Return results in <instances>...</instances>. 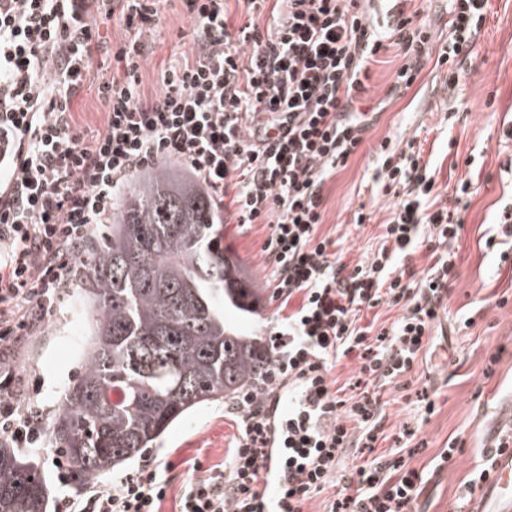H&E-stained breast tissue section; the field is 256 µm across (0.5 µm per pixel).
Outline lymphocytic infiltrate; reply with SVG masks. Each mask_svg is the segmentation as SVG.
I'll list each match as a JSON object with an SVG mask.
<instances>
[{"mask_svg": "<svg viewBox=\"0 0 512 512\" xmlns=\"http://www.w3.org/2000/svg\"><path fill=\"white\" fill-rule=\"evenodd\" d=\"M200 53L171 67L162 91L140 93L145 60L138 39L160 23L161 0H0V350L41 328L64 300L71 272L93 228L110 223L129 180L171 161L211 194L236 224H263L273 299L287 307L268 334L272 360L261 391L229 406L240 437L221 470L189 479L178 512H305L316 492L335 485L356 422L375 442L380 403L375 387L407 372L428 344L456 277L452 250L463 228L447 207L430 208L435 176L421 155L397 160L381 143L379 174L396 200L382 243L367 260L343 263L320 232L323 187L363 140L367 63L383 43L371 28L367 0H183ZM452 35L433 46L425 23L395 16L389 36L404 56L393 91L409 88L427 63L454 82L472 57L487 0H450ZM115 18L130 36L114 52L119 72L93 71L97 20ZM266 26H259L260 17ZM105 109L102 130L87 133L74 102L86 82ZM426 245L433 263L416 272L409 258ZM399 309L370 334L361 310ZM356 355L364 389L337 399L328 373ZM13 364L0 361V440L43 450V388L18 390ZM288 457L281 488L260 479L278 419ZM353 493L328 512H411L422 477L402 456L381 455L357 471ZM170 489L154 451L133 470L68 497L69 512H160Z\"/></svg>", "mask_w": 512, "mask_h": 512, "instance_id": "obj_1", "label": "lymphocytic infiltrate"}]
</instances>
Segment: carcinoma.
<instances>
[{
  "label": "carcinoma",
  "mask_w": 512,
  "mask_h": 512,
  "mask_svg": "<svg viewBox=\"0 0 512 512\" xmlns=\"http://www.w3.org/2000/svg\"><path fill=\"white\" fill-rule=\"evenodd\" d=\"M210 195L162 167L122 193L75 276L91 320L77 372L44 430L78 489L136 456L200 405L259 386L265 338L224 310L261 313L262 293L223 245ZM35 457L0 444V512H47Z\"/></svg>",
  "instance_id": "1"
}]
</instances>
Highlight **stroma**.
Segmentation results:
<instances>
[{
	"label": "stroma",
	"instance_id": "35a3bbf8",
	"mask_svg": "<svg viewBox=\"0 0 512 512\" xmlns=\"http://www.w3.org/2000/svg\"><path fill=\"white\" fill-rule=\"evenodd\" d=\"M449 0H371L370 18L383 29L392 14L404 12L414 21L430 23L436 42L452 30ZM182 0H164L157 32L141 33L145 64L140 90L151 97L163 88V73L175 63L195 60L199 53ZM402 52L385 45L368 62L370 79L363 96L373 110L372 124L346 166L324 185L321 234L336 240L342 260L352 265L370 257L380 244L383 225L395 198L384 190L379 175V145L389 141L396 152L420 148L431 161L439 202L456 204L457 184L472 180L477 193L462 217L464 228L454 246L458 277L445 301L446 311L432 330L428 345L413 367L393 383L379 388L383 418L374 449L348 448L339 472L355 473L375 454L395 449L399 433H407L413 454L408 465L421 473L416 512H467L475 492L473 471L487 466L490 439H512L499 429L512 405V266L500 263L501 245L487 246L493 217L512 201V0H488L485 21L471 60L459 64L454 86L432 68L397 95L389 88L402 65ZM369 220L356 225V211ZM263 224L224 228V242L243 262L268 307L253 327L266 332L279 308L267 281L262 244ZM74 293L29 337L17 358L18 372L44 381L40 401L50 410L74 377L80 348L87 335L85 317L74 316ZM433 412H426V404ZM240 434L237 418L224 405H202L154 445L171 480L161 512H177L183 481L193 462L223 468ZM452 458H443L448 444Z\"/></svg>",
	"mask_w": 512,
	"mask_h": 512
}]
</instances>
